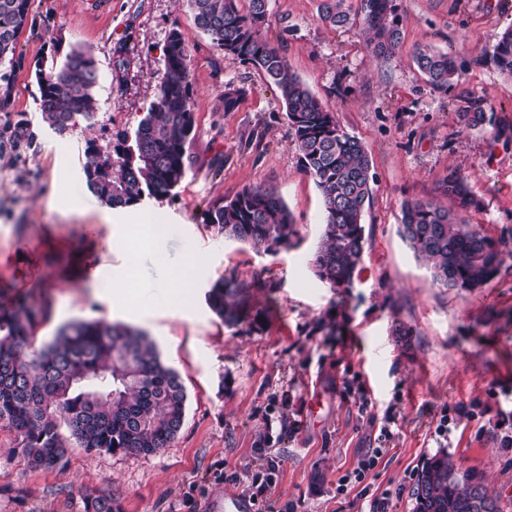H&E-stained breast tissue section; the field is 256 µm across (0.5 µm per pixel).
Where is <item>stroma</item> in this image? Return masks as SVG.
I'll return each mask as SVG.
<instances>
[{"label":"stroma","mask_w":512,"mask_h":512,"mask_svg":"<svg viewBox=\"0 0 512 512\" xmlns=\"http://www.w3.org/2000/svg\"><path fill=\"white\" fill-rule=\"evenodd\" d=\"M393 3L402 44L380 58L365 42L361 0H347L344 28L320 19V0H269L265 37L372 160L363 264L341 296L312 270L323 203L279 92L212 42L187 0H30L33 26L17 45L25 64L0 82V124L21 117L36 133L31 148L0 159V285L47 303L44 340L74 319L147 332L180 373L187 406L177 439L156 455L74 448L63 469L31 468L0 427V512H83L94 490L122 512H214L270 459L279 464L276 488L253 512H367L376 499L384 512H411L413 476L441 449L482 473L502 512H512V257L488 288L457 293L433 286L398 234L403 203L440 201L452 171L482 202L472 223L512 234V77L485 54L512 27V0ZM175 29L187 43L193 92L190 166L172 196L107 209L86 185V147L108 150L117 134L134 133L157 98ZM420 44L455 59L448 91L434 90L414 65ZM74 49L95 60L97 110L60 136L42 119L34 64L63 62ZM229 87L244 91L230 112L222 103ZM468 101L483 110V129L460 125ZM61 172L68 196L54 200ZM253 186L273 188L288 206L292 247L258 253L204 224L209 204ZM71 196L81 213L68 210ZM155 207L168 226L169 259L191 249L203 262L194 305L182 318L111 315L105 294L135 238V212ZM229 274L263 281L237 327L205 300ZM387 412L395 422L383 444L371 418ZM382 444L366 480L340 490V478Z\"/></svg>","instance_id":"35a3bbf8"}]
</instances>
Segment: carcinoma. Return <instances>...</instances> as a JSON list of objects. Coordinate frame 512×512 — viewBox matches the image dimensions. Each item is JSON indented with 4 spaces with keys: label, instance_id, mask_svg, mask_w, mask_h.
<instances>
[{
    "label": "carcinoma",
    "instance_id": "carcinoma-1",
    "mask_svg": "<svg viewBox=\"0 0 512 512\" xmlns=\"http://www.w3.org/2000/svg\"><path fill=\"white\" fill-rule=\"evenodd\" d=\"M197 26L224 52L260 72L279 92L289 134L303 170L320 192L324 223L312 258L315 276L344 295L363 263L364 214L372 197L371 158L361 141L346 133L333 113L291 69L282 49L263 34L269 0H188ZM346 0H321L319 18L333 27L350 20ZM30 0H0V64L22 68L18 37L29 23ZM366 44L379 57L401 46L400 18L393 0H362ZM165 47V72L157 101L133 135H117L112 150L91 142L83 166L89 190L109 207L135 206L161 199L180 185L190 162L194 134L192 89L187 81V45L172 31ZM497 68L512 75V28L491 47ZM413 62L429 84L446 91L457 66L453 57L425 45ZM43 121L58 135L97 109L98 72L86 52H69L59 67L35 63ZM463 127H483L484 112L473 103L458 112ZM35 132L25 119L0 127V149L18 154L32 145ZM441 193L454 204L407 202L398 232L433 285L473 293L500 277L512 254V236L495 237L467 213L481 208L462 177L448 174ZM204 223L217 234L256 252L289 248L297 236L294 217L277 193L248 187L204 211ZM251 283L235 276L216 281L206 293L210 309L229 327L248 318ZM46 308L25 298L0 302V427L13 432L18 447L35 469H57L69 449L123 453L147 458L179 435L187 395L180 375L160 357L155 343L124 323L72 321L51 340L37 344L36 331ZM499 497L479 473L462 469L442 449L414 476L412 512H478L477 500ZM84 512H120L112 496L91 491Z\"/></svg>",
    "mask_w": 512,
    "mask_h": 512
}]
</instances>
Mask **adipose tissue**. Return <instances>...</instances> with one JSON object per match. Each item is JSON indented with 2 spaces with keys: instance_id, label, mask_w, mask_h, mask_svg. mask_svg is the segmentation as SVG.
<instances>
[{
  "instance_id": "obj_1",
  "label": "adipose tissue",
  "mask_w": 512,
  "mask_h": 512,
  "mask_svg": "<svg viewBox=\"0 0 512 512\" xmlns=\"http://www.w3.org/2000/svg\"><path fill=\"white\" fill-rule=\"evenodd\" d=\"M135 221L136 243L128 254L125 267L112 273V290L108 297L110 309L120 313L163 308L174 315L185 314L193 303L199 261L189 255L180 262H169L163 249L167 226L160 224L149 212L138 213ZM145 257L154 261L160 280L146 284L138 294H130L125 288L129 270Z\"/></svg>"
}]
</instances>
